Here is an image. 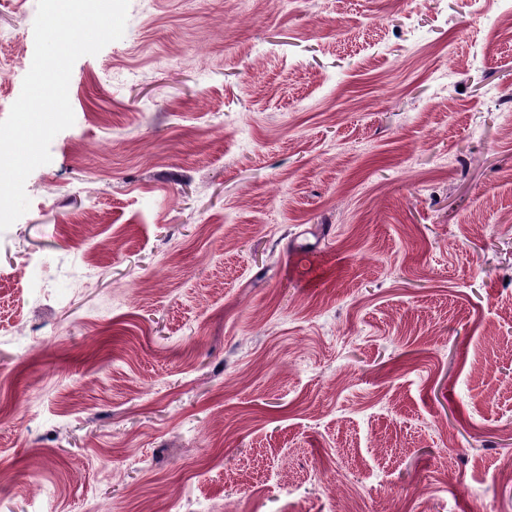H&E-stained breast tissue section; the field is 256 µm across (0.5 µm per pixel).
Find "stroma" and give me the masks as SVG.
Listing matches in <instances>:
<instances>
[{
    "mask_svg": "<svg viewBox=\"0 0 512 512\" xmlns=\"http://www.w3.org/2000/svg\"><path fill=\"white\" fill-rule=\"evenodd\" d=\"M510 12L130 0L0 232V512H512Z\"/></svg>",
    "mask_w": 512,
    "mask_h": 512,
    "instance_id": "1",
    "label": "stroma"
}]
</instances>
